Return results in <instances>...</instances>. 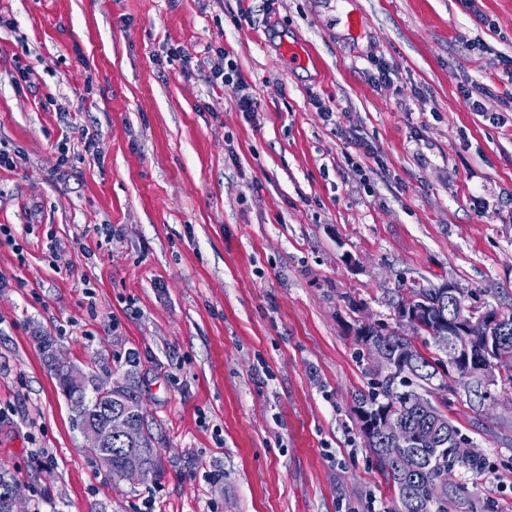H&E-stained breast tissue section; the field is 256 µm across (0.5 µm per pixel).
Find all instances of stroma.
Instances as JSON below:
<instances>
[{"label":"stroma","instance_id":"stroma-1","mask_svg":"<svg viewBox=\"0 0 512 512\" xmlns=\"http://www.w3.org/2000/svg\"><path fill=\"white\" fill-rule=\"evenodd\" d=\"M211 46L256 111L209 85ZM511 69L512 0H0V468L21 512H385L352 326H394L416 284L512 307ZM43 333L112 381L138 353L160 477L86 451ZM446 400L491 464L454 471L472 495L448 512H512V387Z\"/></svg>","mask_w":512,"mask_h":512}]
</instances>
